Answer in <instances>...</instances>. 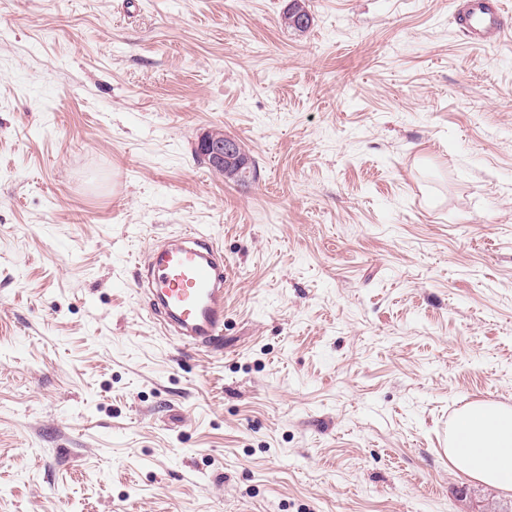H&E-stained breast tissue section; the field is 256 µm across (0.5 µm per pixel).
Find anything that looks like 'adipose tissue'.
<instances>
[{
  "label": "adipose tissue",
  "instance_id": "obj_1",
  "mask_svg": "<svg viewBox=\"0 0 512 512\" xmlns=\"http://www.w3.org/2000/svg\"><path fill=\"white\" fill-rule=\"evenodd\" d=\"M448 459L462 474L512 490V409L476 402L448 422Z\"/></svg>",
  "mask_w": 512,
  "mask_h": 512
}]
</instances>
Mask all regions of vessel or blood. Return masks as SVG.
Instances as JSON below:
<instances>
[{
  "label": "vessel or blood",
  "mask_w": 512,
  "mask_h": 512,
  "mask_svg": "<svg viewBox=\"0 0 512 512\" xmlns=\"http://www.w3.org/2000/svg\"><path fill=\"white\" fill-rule=\"evenodd\" d=\"M457 24L470 41L502 37L501 0H462ZM151 308L164 331L199 352L218 348L224 334V261L219 248L188 227L156 247L146 265Z\"/></svg>",
  "instance_id": "1"
}]
</instances>
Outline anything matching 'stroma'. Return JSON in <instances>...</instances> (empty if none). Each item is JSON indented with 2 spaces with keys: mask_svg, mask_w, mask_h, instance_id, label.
<instances>
[{
  "mask_svg": "<svg viewBox=\"0 0 512 512\" xmlns=\"http://www.w3.org/2000/svg\"><path fill=\"white\" fill-rule=\"evenodd\" d=\"M458 2L0 0V512H512L446 454L512 407V34ZM188 226L213 353L134 279ZM456 21L470 41L483 43L502 37L508 30L500 0H462ZM198 147L202 158L214 171L224 175L231 169H236L240 180L248 182L253 179V167L249 156L245 153L240 142L233 137L224 135L221 129H215L203 133L199 139ZM195 150V156L202 162L199 150Z\"/></svg>",
  "mask_w": 512,
  "mask_h": 512,
  "instance_id": "stroma-1",
  "label": "stroma"
}]
</instances>
